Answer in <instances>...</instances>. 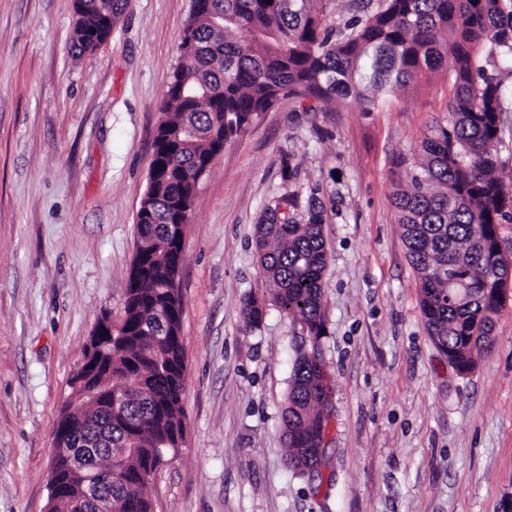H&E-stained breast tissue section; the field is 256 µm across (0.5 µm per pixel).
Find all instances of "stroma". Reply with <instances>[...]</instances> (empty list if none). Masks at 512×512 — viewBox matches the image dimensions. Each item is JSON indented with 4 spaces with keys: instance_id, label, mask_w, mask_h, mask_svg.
I'll list each match as a JSON object with an SVG mask.
<instances>
[{
    "instance_id": "stroma-1",
    "label": "stroma",
    "mask_w": 512,
    "mask_h": 512,
    "mask_svg": "<svg viewBox=\"0 0 512 512\" xmlns=\"http://www.w3.org/2000/svg\"><path fill=\"white\" fill-rule=\"evenodd\" d=\"M191 0H129L71 49L73 0H0V512H45L54 429L105 317L124 312L136 214ZM495 174L512 186V72ZM442 66L377 106L283 101L227 142L183 243L185 436L154 512H512V296L458 373L432 344L394 193L452 119ZM323 207L328 485L286 463L301 326L270 303L256 227L284 194ZM267 298L245 327L248 296Z\"/></svg>"
}]
</instances>
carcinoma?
Segmentation results:
<instances>
[{"label": "carcinoma", "mask_w": 512, "mask_h": 512, "mask_svg": "<svg viewBox=\"0 0 512 512\" xmlns=\"http://www.w3.org/2000/svg\"><path fill=\"white\" fill-rule=\"evenodd\" d=\"M330 0H201L190 14L182 46H191L168 85L154 139L159 168L136 215V237L147 245L131 266L121 334L99 353L95 375L102 388L124 397L114 410L86 403L72 389L77 418L71 447L105 433L112 448L96 465L112 469V512H153L142 487L158 465L161 440L177 452L183 437L185 378L181 336L184 305L175 278L181 271L177 202L195 195L204 166L260 113L287 99L329 102L355 97L369 105L379 95L446 64L453 74V120L438 124L420 143L411 188L396 193L398 223L417 274L421 310L434 344L448 348L461 373L492 345L494 320L504 301L512 262L499 259L501 277L483 267L501 248L499 218L512 211V190L493 175L498 163L501 82L488 73L486 43L512 62V13L501 0H382L344 29L326 25ZM127 0H85L82 26H100L104 9ZM224 17L222 27L213 22ZM296 207L285 195L258 225L259 262L285 313L325 335L322 275L327 253L322 211L308 208L301 223L280 214ZM266 300L250 296L245 327L260 324ZM328 401L321 374L299 352L283 416L287 464L314 462L325 436ZM56 512H97L75 487Z\"/></svg>", "instance_id": "1"}]
</instances>
